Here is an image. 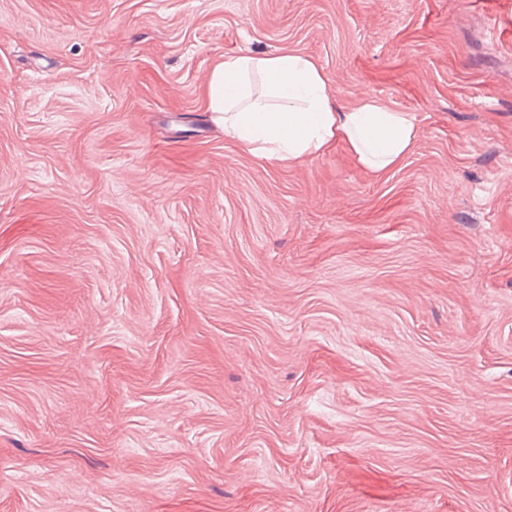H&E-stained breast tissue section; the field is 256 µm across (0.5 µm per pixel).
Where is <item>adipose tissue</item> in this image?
I'll return each instance as SVG.
<instances>
[{
    "mask_svg": "<svg viewBox=\"0 0 512 512\" xmlns=\"http://www.w3.org/2000/svg\"><path fill=\"white\" fill-rule=\"evenodd\" d=\"M257 82L264 89L259 98L253 88ZM204 108L242 149L280 164L318 155L340 142L361 168L377 176L396 167L418 135L415 115L383 98L337 107L318 61L289 49L225 56L211 71Z\"/></svg>",
    "mask_w": 512,
    "mask_h": 512,
    "instance_id": "obj_1",
    "label": "adipose tissue"
}]
</instances>
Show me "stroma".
<instances>
[{
	"instance_id": "obj_1",
	"label": "stroma",
	"mask_w": 512,
	"mask_h": 512,
	"mask_svg": "<svg viewBox=\"0 0 512 512\" xmlns=\"http://www.w3.org/2000/svg\"><path fill=\"white\" fill-rule=\"evenodd\" d=\"M285 48L403 162L227 139ZM0 512H512V0H0Z\"/></svg>"
}]
</instances>
